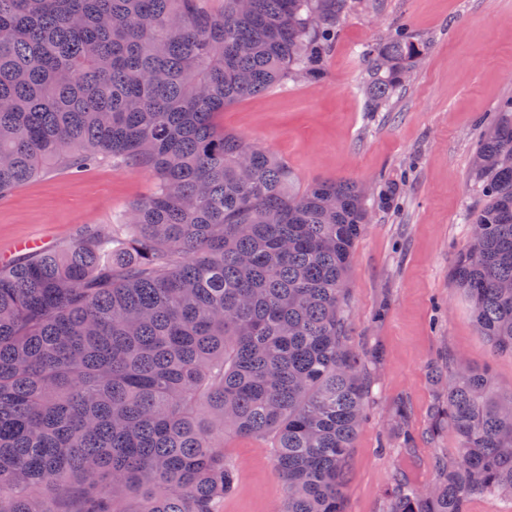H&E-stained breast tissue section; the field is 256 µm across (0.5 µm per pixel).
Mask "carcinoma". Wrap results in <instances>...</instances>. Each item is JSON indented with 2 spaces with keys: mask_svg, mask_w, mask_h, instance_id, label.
<instances>
[{
  "mask_svg": "<svg viewBox=\"0 0 512 512\" xmlns=\"http://www.w3.org/2000/svg\"><path fill=\"white\" fill-rule=\"evenodd\" d=\"M350 0H0V197L53 167L152 173L106 231L0 266V512H224V435L258 438L280 512H347L370 382L344 282L369 195L299 188L282 158L219 129L224 107L318 81ZM428 49L403 26L362 53L379 112ZM480 196L452 274L512 355V99L478 145ZM458 455L390 512L512 497V393L439 371Z\"/></svg>",
  "mask_w": 512,
  "mask_h": 512,
  "instance_id": "1",
  "label": "carcinoma"
}]
</instances>
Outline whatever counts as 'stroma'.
I'll use <instances>...</instances> for the list:
<instances>
[{"instance_id":"stroma-1","label":"stroma","mask_w":512,"mask_h":512,"mask_svg":"<svg viewBox=\"0 0 512 512\" xmlns=\"http://www.w3.org/2000/svg\"><path fill=\"white\" fill-rule=\"evenodd\" d=\"M399 23L427 42L410 80L383 111L360 91L366 44ZM512 98V0H353L323 79L269 89L225 107L215 121L283 158L298 186L346 177L368 190L396 181L393 207L373 210L356 241L344 290L351 343L368 357L366 420L352 450L348 512H389L400 479L425 486L460 446L431 430L444 388L431 369L460 358L512 392V356L475 330L471 304L450 280L478 203L473 150L499 105ZM148 172L114 163L79 174L54 169L0 198V253L17 242H73L117 223L148 194ZM410 416L396 428L391 409ZM411 443H404L403 434ZM224 455L237 474L224 512H278L285 496L267 443L233 434Z\"/></svg>"}]
</instances>
